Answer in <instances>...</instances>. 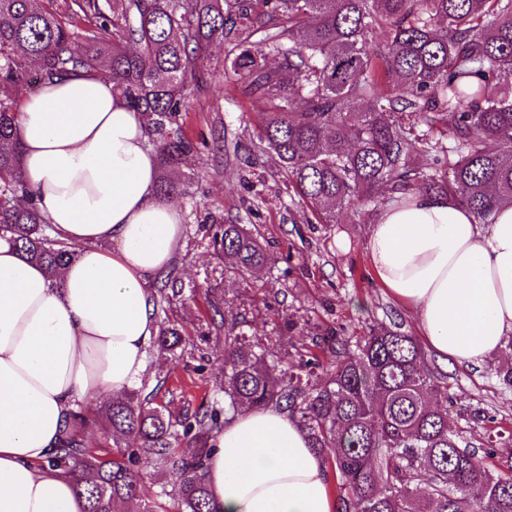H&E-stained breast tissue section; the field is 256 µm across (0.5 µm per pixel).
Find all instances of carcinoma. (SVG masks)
Here are the masks:
<instances>
[{
	"instance_id": "carcinoma-1",
	"label": "carcinoma",
	"mask_w": 512,
	"mask_h": 512,
	"mask_svg": "<svg viewBox=\"0 0 512 512\" xmlns=\"http://www.w3.org/2000/svg\"><path fill=\"white\" fill-rule=\"evenodd\" d=\"M384 38L372 40L375 30ZM235 43L224 76L247 77L264 100L259 149L321 224L377 201L431 193L468 208L481 224L512 205V0H0V237L50 277L74 255L54 234L23 180L12 145L20 92L65 77H112L157 152L160 197L184 192L182 160L194 148L179 124L200 51ZM450 134L455 147L442 143ZM427 158L414 161L415 145ZM214 248L240 276L275 264L256 230L226 224ZM160 304L183 297L160 276ZM224 333L217 399L181 419L156 391L105 402L112 451L88 448L75 413L53 456L74 480L85 512H214L205 480L209 441L228 415L275 405L297 420L329 463L338 512H512V467L488 469L448 428V373L427 360L403 325L378 324L352 350L330 338L336 362L284 367L274 348L212 319ZM155 343H186L164 321ZM327 380L312 383L317 371ZM159 463L172 487L151 491Z\"/></svg>"
}]
</instances>
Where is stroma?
Instances as JSON below:
<instances>
[{
	"label": "stroma",
	"mask_w": 512,
	"mask_h": 512,
	"mask_svg": "<svg viewBox=\"0 0 512 512\" xmlns=\"http://www.w3.org/2000/svg\"><path fill=\"white\" fill-rule=\"evenodd\" d=\"M231 44L206 47L199 61L208 84L188 99L180 123L195 143L181 171L188 178L180 197L184 233L173 261L185 292L171 313L199 342L181 358L150 349L149 376L167 383L158 394L173 413L212 401L222 374L223 339L208 332L211 303H218L227 325L249 336L285 345L283 365L317 356H336L321 335L333 333L356 342L375 323L417 328L411 313L376 280L368 262V225L342 213L337 223L321 224L298 196L288 191L273 158L259 153L261 104L245 94L244 82L225 79L224 58ZM245 224L269 241L277 261L241 282L212 238L221 224ZM504 354L477 365L449 364L448 423L472 448L496 436L491 468L512 465V388L496 371Z\"/></svg>",
	"instance_id": "35a3bbf8"
}]
</instances>
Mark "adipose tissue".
Returning a JSON list of instances; mask_svg holds the SVG:
<instances>
[{"label": "adipose tissue", "mask_w": 512, "mask_h": 512, "mask_svg": "<svg viewBox=\"0 0 512 512\" xmlns=\"http://www.w3.org/2000/svg\"><path fill=\"white\" fill-rule=\"evenodd\" d=\"M112 87L75 75L19 97L24 180L75 253L53 279L0 238V512H83L48 458L72 412L143 377L158 330L152 282L174 257L181 212L159 198L146 125ZM366 251L441 362L477 364L505 349L512 206L481 224L416 193L380 212ZM210 446L218 512H336L326 461L286 411L235 414Z\"/></svg>", "instance_id": "ef3b65f1"}]
</instances>
